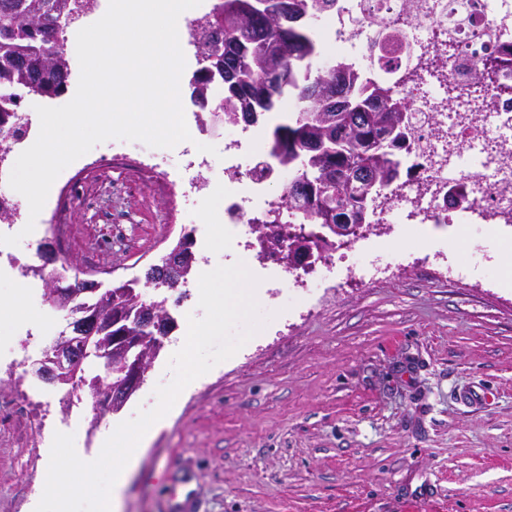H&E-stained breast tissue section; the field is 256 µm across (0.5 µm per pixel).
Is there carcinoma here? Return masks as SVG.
I'll use <instances>...</instances> for the list:
<instances>
[{"mask_svg":"<svg viewBox=\"0 0 512 512\" xmlns=\"http://www.w3.org/2000/svg\"><path fill=\"white\" fill-rule=\"evenodd\" d=\"M258 0H221L208 27L195 30L194 43L205 48L204 63L190 82V97L207 98L209 87L224 80V101L218 104L226 124L253 116L248 125L267 122L279 102L294 95L297 112L272 128L268 154L292 180L281 198L299 213L296 223L319 229L360 212L364 198L391 186L389 171L401 159L376 146L381 135L395 143L409 139V106L394 86L364 87L342 77L334 66L315 70L312 61L321 45L303 17L329 11L336 0H268L262 13ZM69 17L68 0H0V85L18 92L0 100V135L20 138L12 124L19 108V90L42 97L62 94L69 76V58L58 36L60 18ZM293 225L256 221L252 229L266 237L270 254L288 263L290 249L311 234H280ZM180 283L195 271L191 250L179 252ZM112 286V314L143 306L164 305L168 297L136 305Z\"/></svg>","mask_w":512,"mask_h":512,"instance_id":"1","label":"carcinoma"}]
</instances>
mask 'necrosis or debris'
Listing matches in <instances>:
<instances>
[{
    "mask_svg": "<svg viewBox=\"0 0 512 512\" xmlns=\"http://www.w3.org/2000/svg\"><path fill=\"white\" fill-rule=\"evenodd\" d=\"M312 24L324 50L316 67L344 64L367 85L398 84L410 105L406 178L377 202L373 223L387 227L476 224L496 232L512 224V71L481 81L486 57L512 45V0H336ZM392 39L402 62L392 74L371 60L373 44ZM240 140L225 138L224 221H287V207L267 198L259 168L242 169ZM465 200L448 207V191Z\"/></svg>",
    "mask_w": 512,
    "mask_h": 512,
    "instance_id": "1",
    "label": "necrosis or debris"
}]
</instances>
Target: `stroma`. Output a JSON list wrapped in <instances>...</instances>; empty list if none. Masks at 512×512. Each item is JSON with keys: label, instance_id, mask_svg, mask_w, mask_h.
<instances>
[{"label": "stroma", "instance_id": "35a3bbf8", "mask_svg": "<svg viewBox=\"0 0 512 512\" xmlns=\"http://www.w3.org/2000/svg\"><path fill=\"white\" fill-rule=\"evenodd\" d=\"M186 143L152 148L111 139L66 167L56 191L73 195L66 223L47 198L34 231L16 247L40 264L52 244L74 273L109 282L144 277L180 236L195 255L212 248L224 221V161L204 181L183 179ZM388 263L360 281L330 271L302 295L284 265H260L268 322L220 369L190 383L136 459L121 490V512H512V228L487 233L427 226L381 238L359 256ZM19 298L36 326L0 318V394L20 383L5 364L35 363L53 345L45 321L66 328L65 310L32 300L9 274L0 299ZM175 309V329L144 384L119 412L88 404L73 425L78 456L101 452L103 427L157 404L168 363L185 341L193 297ZM24 411L0 417V512H30L42 494L50 444Z\"/></svg>", "mask_w": 512, "mask_h": 512}]
</instances>
